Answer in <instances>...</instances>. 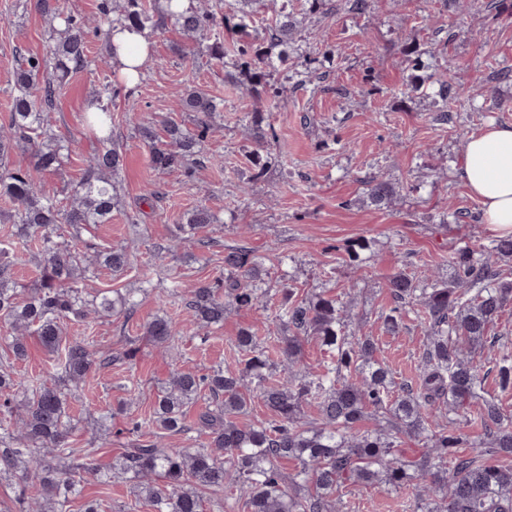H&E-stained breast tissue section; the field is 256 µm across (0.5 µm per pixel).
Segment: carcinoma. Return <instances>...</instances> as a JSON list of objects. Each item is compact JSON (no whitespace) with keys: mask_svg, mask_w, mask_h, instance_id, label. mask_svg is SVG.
Listing matches in <instances>:
<instances>
[{"mask_svg":"<svg viewBox=\"0 0 512 512\" xmlns=\"http://www.w3.org/2000/svg\"><path fill=\"white\" fill-rule=\"evenodd\" d=\"M157 0H101L94 27L69 15L63 27L49 30L47 56L24 57L15 72L9 124L0 129V198L11 210L6 218L17 235L32 241L42 276L39 285L22 293L10 264L0 261V328L5 330L9 356L23 360L27 340L34 336L54 356L55 365L74 386L96 366V352L83 340L65 336L66 323L94 314L119 316L132 308L126 296H108L89 287L96 272L113 273L130 264L123 244L88 254L71 238L88 224H106L119 205L116 176L122 166L119 146L112 141V112L99 102V111L85 113V121L106 135L86 159L70 202L43 191L38 179L57 172L63 152L77 140H61L52 130L51 110L57 83L89 67L87 34L107 27L143 32L172 22L188 43L224 63V26L248 25L259 0H234L224 11V0H201L186 12L162 10ZM297 28L294 15L277 14L263 40L268 46H286ZM233 66L254 86L267 87L262 45L235 48ZM52 63L54 75L35 95V79ZM178 111L187 120L161 121L165 138L154 124L132 116L149 148L152 167L162 173L199 166L202 144L215 131L218 104L202 89L189 86L177 92ZM27 152L30 163L5 165L15 150ZM389 181L374 178L369 197L377 206L394 196ZM217 221L207 207L195 208L180 234L194 235ZM512 258V236L493 240L490 250H457L448 256L451 279L420 287L403 272L388 277L395 303L382 316L383 329L398 334L403 313L424 320L426 340L419 382H397L392 371L376 358L371 336L347 333L349 314L336 299L316 295L292 300L284 289L277 327L282 333L279 353L282 374L259 349L257 336L240 330L236 342L246 355L240 372L217 368L203 375L176 371L154 401L152 423L163 434L188 433V409L207 400L195 419L202 437L193 448L166 450L158 440L139 439L130 445L112 469L133 485L153 512H204L202 489L231 490L245 501L248 512H341L342 491L349 487H410L415 512H512V414L481 392L483 375L474 364L476 349L500 347L501 338L489 335L491 326L512 301V278L498 262ZM262 271L241 248L224 254V278L189 291L186 321L209 329L224 324L233 309L251 308L261 299ZM180 333L179 324L157 316L145 325L155 346L167 351ZM315 340L331 353L320 370L303 362V345ZM23 391L16 404L6 397L4 412L16 417L15 427L0 428V476L24 484L36 482L40 493L23 512H67L68 495L79 492L77 468L66 463L73 453L66 423L69 393L56 383L24 380L10 362L0 363V392ZM270 417L242 423L254 398ZM313 404L317 417L305 407ZM480 428L481 449L461 455L467 430ZM422 443L423 458L410 460L397 451L404 439ZM292 460L295 473L285 475L280 462Z\"/></svg>","mask_w":512,"mask_h":512,"instance_id":"obj_1","label":"carcinoma"}]
</instances>
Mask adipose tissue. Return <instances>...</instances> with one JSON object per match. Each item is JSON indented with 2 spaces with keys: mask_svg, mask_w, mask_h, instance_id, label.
I'll return each mask as SVG.
<instances>
[{
  "mask_svg": "<svg viewBox=\"0 0 512 512\" xmlns=\"http://www.w3.org/2000/svg\"><path fill=\"white\" fill-rule=\"evenodd\" d=\"M117 51L112 58L120 81L134 85L151 52L149 40L128 30L112 37ZM461 178L481 204L485 223L512 235V123L488 124L467 142Z\"/></svg>",
  "mask_w": 512,
  "mask_h": 512,
  "instance_id": "obj_1",
  "label": "adipose tissue"
}]
</instances>
